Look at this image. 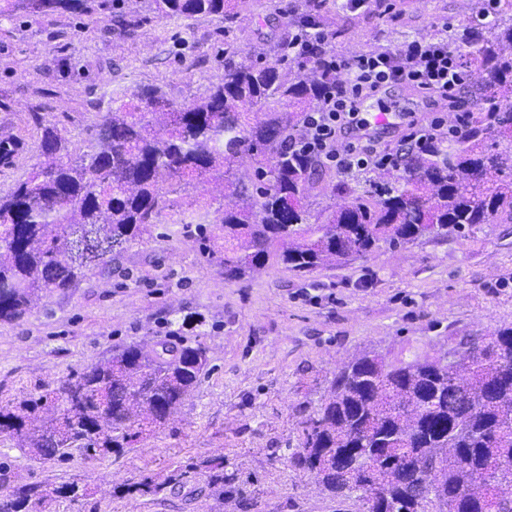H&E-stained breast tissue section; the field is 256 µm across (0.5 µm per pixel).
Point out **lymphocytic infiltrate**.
I'll list each match as a JSON object with an SVG mask.
<instances>
[{"label":"lymphocytic infiltrate","mask_w":512,"mask_h":512,"mask_svg":"<svg viewBox=\"0 0 512 512\" xmlns=\"http://www.w3.org/2000/svg\"><path fill=\"white\" fill-rule=\"evenodd\" d=\"M328 63L345 78L325 92L315 111L306 114L292 145L332 163L346 176L372 166H393L401 158L400 153L381 148L370 134L363 116L367 101L377 99L383 89L394 84L445 98L465 82L460 57L449 51L444 41L416 39L404 49L349 58L333 56Z\"/></svg>","instance_id":"lymphocytic-infiltrate-1"}]
</instances>
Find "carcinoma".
Segmentation results:
<instances>
[{
    "mask_svg": "<svg viewBox=\"0 0 512 512\" xmlns=\"http://www.w3.org/2000/svg\"><path fill=\"white\" fill-rule=\"evenodd\" d=\"M144 12L170 20L234 18L247 0H141ZM349 6L294 0L292 30L267 52L270 59L235 64L234 41L224 39V75L191 104L176 106L158 85L112 99V107L78 152L58 128H42L41 153L28 176L0 190V320L22 317L33 298L75 284L107 265L149 227L174 218L195 184H224L232 207L194 202L208 222L196 225L208 260L224 283L244 280L271 260L298 275L397 247L448 236L479 224L512 220V0H474L471 31L448 29L468 75L469 99L482 116L462 132L415 147L395 168L362 179L319 186L318 163L291 148L305 113L319 107L339 78L325 63L324 38L302 68L288 65L293 30L311 39L325 15ZM96 0H0V20L57 14L91 16ZM252 170L236 176L241 156ZM344 201L315 209L311 192ZM102 240L96 262L85 250ZM167 322L168 339L147 350L115 349L72 374L59 387L0 409V434L16 437L33 459L100 460L138 442L146 428L165 423L194 390L207 349L181 339ZM455 364L415 355L388 359L362 354L336 372L319 409L297 423L292 466L310 473L327 494L365 497L366 512H512V325L463 336L451 348ZM209 497H243L238 474L205 465ZM86 496L76 483L50 490L14 488L0 512H32L36 497Z\"/></svg>",
    "mask_w": 512,
    "mask_h": 512,
    "instance_id": "obj_1",
    "label": "carcinoma"
}]
</instances>
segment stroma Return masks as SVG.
Returning <instances> with one entry per match:
<instances>
[{"instance_id":"obj_1","label":"stroma","mask_w":512,"mask_h":512,"mask_svg":"<svg viewBox=\"0 0 512 512\" xmlns=\"http://www.w3.org/2000/svg\"><path fill=\"white\" fill-rule=\"evenodd\" d=\"M268 12L173 21L158 16L134 32L112 21L103 0L93 18L26 16L0 21V138L19 144L0 165V189L24 179L38 157L41 128L52 123L82 148L113 95L163 86L190 104L224 74V31L236 63L256 62L287 34L289 0ZM469 0H381L334 40L337 55L396 50L431 27H461ZM380 105L399 121L379 131L398 146L421 98L388 87ZM193 315L208 365L165 425L135 448L102 460H33L0 437L17 483H78L85 497L37 501L33 512H210L202 496L205 462L245 481L240 512H363L357 499L334 500L313 477L289 467L296 421L323 401L338 367L364 351L394 357L442 355L459 337L512 324V223L481 224L445 239L387 247L364 259L301 278L269 264L228 284L199 249L195 227L158 224L114 256L104 272L47 293L15 320L0 321V405L52 390L70 374L130 344L163 339L166 321ZM182 473L180 490L166 481ZM152 477L159 491L128 495L127 484Z\"/></svg>"}]
</instances>
